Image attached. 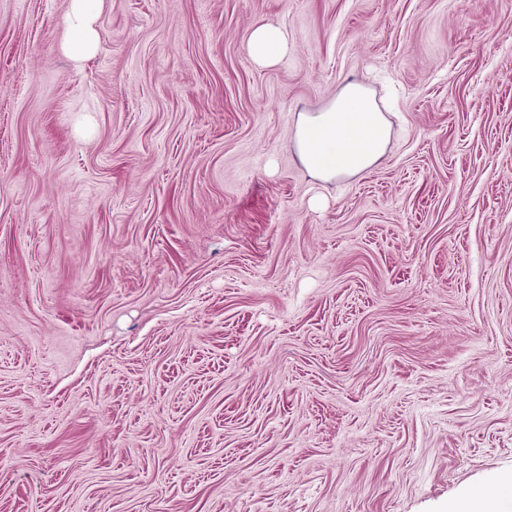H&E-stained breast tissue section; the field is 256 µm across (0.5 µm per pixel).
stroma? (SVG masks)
<instances>
[{
	"label": "stroma",
	"mask_w": 512,
	"mask_h": 512,
	"mask_svg": "<svg viewBox=\"0 0 512 512\" xmlns=\"http://www.w3.org/2000/svg\"><path fill=\"white\" fill-rule=\"evenodd\" d=\"M0 0V512H449L512 475V0ZM282 23L287 57L247 55ZM370 87L369 170L297 113ZM103 0H71L65 17L68 39L64 49L76 59L88 58L98 48V19ZM288 31L276 20L261 19L250 30L247 53L250 60L262 67H270L282 61L289 52ZM391 125L370 89L346 84L318 112H300L295 148L313 178L331 182L370 169L386 152Z\"/></svg>",
	"instance_id": "stroma-1"
}]
</instances>
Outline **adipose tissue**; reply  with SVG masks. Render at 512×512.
<instances>
[{
    "instance_id": "obj_1",
    "label": "adipose tissue",
    "mask_w": 512,
    "mask_h": 512,
    "mask_svg": "<svg viewBox=\"0 0 512 512\" xmlns=\"http://www.w3.org/2000/svg\"><path fill=\"white\" fill-rule=\"evenodd\" d=\"M103 0H70L65 17L64 48L77 59L95 54ZM287 30L276 20L261 19L250 30L247 53L259 66L278 64L288 54ZM391 125L363 83L346 84L336 98L317 112L297 115L295 148L313 178L331 182L370 169L386 152Z\"/></svg>"
}]
</instances>
